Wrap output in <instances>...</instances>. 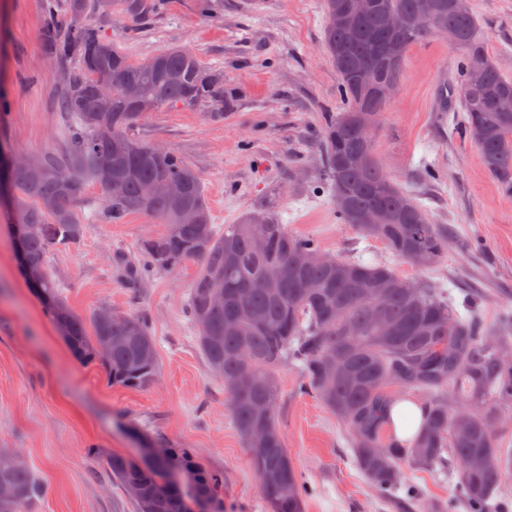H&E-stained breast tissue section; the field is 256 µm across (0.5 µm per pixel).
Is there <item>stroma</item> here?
Segmentation results:
<instances>
[{
	"label": "stroma",
	"instance_id": "obj_1",
	"mask_svg": "<svg viewBox=\"0 0 512 512\" xmlns=\"http://www.w3.org/2000/svg\"><path fill=\"white\" fill-rule=\"evenodd\" d=\"M222 2L219 13L204 14L199 0H169L162 15L140 26L117 7L105 16L88 14L132 60L184 46L207 69L223 72L237 94L236 107L221 118L205 107L148 113L136 137L174 149L198 173L217 226L269 212L326 253L388 264L512 337V195L498 189L462 132L463 112L439 109L457 58L447 40L436 35L409 48L400 89L373 139L376 158L448 239L444 257L420 268L336 216L320 140L326 115L343 112L344 104L324 45L322 0ZM468 2L489 57L512 78V0ZM42 3L0 0V88L9 99L0 139L24 157L60 144ZM82 198L80 244L51 252L48 264L76 313L108 305L145 314L159 373L150 385L123 387L109 382L99 364L70 352L20 273L10 214L0 209V448L20 450L48 488L30 512H135L106 459L141 458L148 442L186 451L197 466L223 473L224 512H271L224 383L210 371L185 313L198 261L132 285L115 256L138 260L141 241L165 225L139 214L112 222L94 184ZM277 380L279 428L308 487L304 512H415L404 499L388 501L373 491L355 464L349 429L306 390L298 365L279 368ZM405 476L425 491L434 512H467L462 499L449 497L450 475L409 469Z\"/></svg>",
	"mask_w": 512,
	"mask_h": 512
}]
</instances>
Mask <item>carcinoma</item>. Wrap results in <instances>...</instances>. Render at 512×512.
<instances>
[{"mask_svg": "<svg viewBox=\"0 0 512 512\" xmlns=\"http://www.w3.org/2000/svg\"><path fill=\"white\" fill-rule=\"evenodd\" d=\"M135 21L164 12L166 0H113ZM418 0H373L363 15L327 25L325 47L336 70V88L346 109L326 116L323 130L324 161L333 185L336 214L346 224L385 244L396 257L416 265L436 264L448 241L418 203L406 207L410 196L396 184L364 143L361 109L368 106L379 117L388 102L369 93L365 80L402 81L410 45L453 28L461 42L456 69L441 93L444 109L465 112L464 127L478 156L500 188L512 194V79L492 62L471 12L461 13L451 0H438L435 18L427 25L413 21ZM50 23L43 43L56 71L69 75L60 84L56 107L62 118V146L41 155L34 168L14 167L0 181L13 189L12 223L24 258L23 273H33V291L53 319L69 349L84 361L96 362L109 380L122 386H145L158 373L156 342L148 320L120 314L122 339L104 349L105 337L115 329L96 313L74 312L62 296L61 284L48 265V256L61 247L75 246L83 238L84 224L74 204L84 185H105V178L123 181L124 194L106 200L113 220L137 213L167 225L165 234L143 240L137 264L116 257L126 277L140 283L149 273L173 270L189 259L200 261L187 304L197 323L209 314L210 342L197 335L198 347L209 369L224 381V391L235 428L249 454L263 498L274 512H302L308 492L285 448L278 425V386L275 369L300 363L310 391L351 431V448L359 470L373 490L389 498L401 488L408 499L426 507L414 484L402 485V466L430 470L453 458L458 463L455 489L469 512H496L492 499L503 473L512 469V448H505L499 429L512 411V359L492 342L474 312L461 314L452 301L428 284L406 286L407 279L385 263L365 264L336 258V265H311L296 270L290 256L297 251H321L317 241L288 233L265 212L245 214L237 223L217 232L197 172L173 150L149 152V145L134 136L147 113L163 107L194 110L212 108L220 117L235 106V95L224 89V75L204 68L197 55L181 47L169 48L143 62H133L100 27L84 22L98 8L97 0H43ZM406 17L400 29L386 25V16ZM482 80L470 84L471 72ZM111 79L110 102L102 107L98 81ZM135 85L139 96L129 97ZM178 184L181 195L160 189L145 199L142 187ZM66 196V206L49 212V198ZM193 210L199 222L184 224L180 212ZM371 209L389 213L382 226L361 223ZM265 241L258 251L255 242ZM276 267L278 278L266 271ZM224 291V307H207L210 287ZM384 294L383 317L392 324L389 336L380 333L369 293ZM346 315L336 318V304ZM246 309L251 318L238 330L225 324ZM355 324L359 335L345 326ZM343 354L352 377L333 379L322 372L325 356ZM254 368L252 382L237 385L246 363ZM421 402L423 429L399 444L386 429L396 398ZM269 414L260 418L255 406ZM264 427L270 440L256 444L252 432ZM13 459L0 471L15 499L0 512H28L46 493V486L30 464L13 448L0 455ZM112 479L122 487L136 485L137 512H195L206 502L224 512V475L207 472L190 460L169 452L152 465L114 453L106 459Z\"/></svg>", "mask_w": 512, "mask_h": 512, "instance_id": "1", "label": "carcinoma"}]
</instances>
